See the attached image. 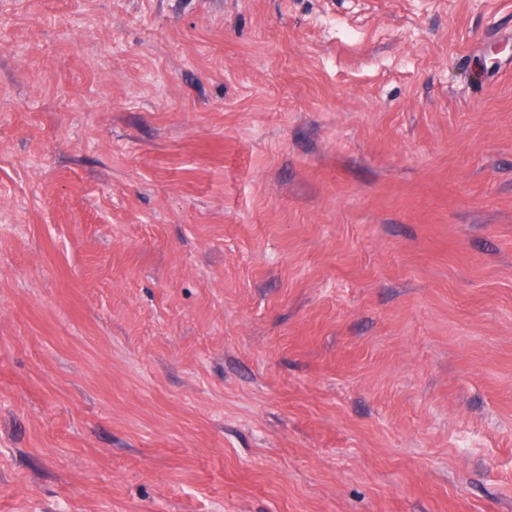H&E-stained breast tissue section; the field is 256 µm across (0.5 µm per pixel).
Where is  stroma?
Segmentation results:
<instances>
[{"instance_id": "1", "label": "stroma", "mask_w": 512, "mask_h": 512, "mask_svg": "<svg viewBox=\"0 0 512 512\" xmlns=\"http://www.w3.org/2000/svg\"><path fill=\"white\" fill-rule=\"evenodd\" d=\"M0 512H512V0H0Z\"/></svg>"}]
</instances>
